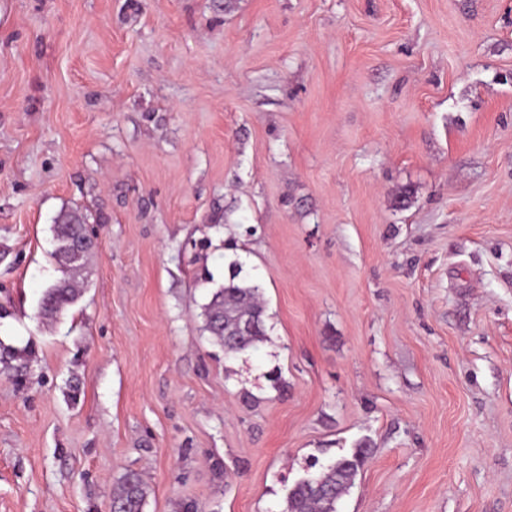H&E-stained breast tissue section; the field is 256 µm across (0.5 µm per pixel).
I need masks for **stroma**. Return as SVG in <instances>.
<instances>
[{
	"label": "stroma",
	"mask_w": 512,
	"mask_h": 512,
	"mask_svg": "<svg viewBox=\"0 0 512 512\" xmlns=\"http://www.w3.org/2000/svg\"><path fill=\"white\" fill-rule=\"evenodd\" d=\"M362 440L339 512H512V0H0V512H281ZM88 215L79 210H64L59 213L53 227L55 249L53 256L64 268L66 274L51 287L46 288L40 300V313L45 319H55L73 305L80 295L79 281L75 274L81 270L93 250L79 254L88 244L85 240L75 239L71 243L70 234L80 233L82 225L88 224ZM242 271L241 264H232L224 278V285L211 294L209 302L204 306L205 330L216 342L224 345V354L225 348L234 354H241L256 349L268 340L266 308L260 288L248 285L241 277ZM246 317L255 322L253 333L248 336L253 325L246 320L239 325L237 335L231 336L236 332L238 322ZM147 489L136 473H127L120 477L112 494V512H143Z\"/></svg>",
	"instance_id": "1"
}]
</instances>
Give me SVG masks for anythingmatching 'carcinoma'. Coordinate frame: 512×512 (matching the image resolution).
<instances>
[{
    "label": "carcinoma",
    "mask_w": 512,
    "mask_h": 512,
    "mask_svg": "<svg viewBox=\"0 0 512 512\" xmlns=\"http://www.w3.org/2000/svg\"><path fill=\"white\" fill-rule=\"evenodd\" d=\"M88 215L79 210L59 213L53 227L55 249L53 256L64 268L65 275L45 289L40 300V313L46 319H55L73 305L80 295L76 273L81 270L89 251L77 256L71 253L69 236L82 231ZM242 265L234 263L224 278V285L211 294L204 306L205 330L228 350L241 354L257 348L268 340L265 304L260 288L249 285L241 277ZM255 322L249 336H234L238 322L243 318ZM372 448L368 442L359 443L347 455H341L318 474L297 481L288 491L282 512H338L339 501L353 485L354 479L368 461ZM147 489L136 473L120 477L112 494L115 512H143Z\"/></svg>",
    "instance_id": "cac0c4a2"
}]
</instances>
